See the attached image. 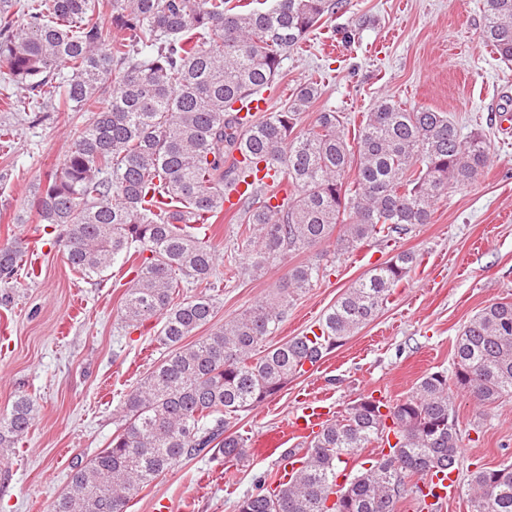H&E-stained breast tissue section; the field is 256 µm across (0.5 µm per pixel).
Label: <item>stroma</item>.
Here are the masks:
<instances>
[{"mask_svg": "<svg viewBox=\"0 0 512 512\" xmlns=\"http://www.w3.org/2000/svg\"><path fill=\"white\" fill-rule=\"evenodd\" d=\"M483 0H345L301 50L290 52L267 89L284 102L299 84L320 82L322 95L302 125L324 110L344 113L355 134L364 112L392 99L409 109L448 113L461 137L479 132L490 163L472 183L436 205L431 223L392 241H372L337 257L326 278L288 310L273 343L302 335L375 266L400 251L416 265L386 307L318 367L291 379L265 404L242 413L236 430L249 445L239 465L211 457L180 461L128 504L158 512L160 502L189 512H237L258 477L275 472L268 440L293 448L287 433L300 400L326 398L340 415L373 395L395 402L427 374L452 370L453 346L485 305L512 301V63L480 38ZM88 113L7 112L13 131L0 150V246L25 249L16 279L0 282V417L18 396L30 397L35 420L14 447L0 449V512H50L68 489L73 465L105 448L127 394L167 356L153 327L127 332L120 321L130 267L113 266L102 281L81 278L59 250L39 242L34 196ZM258 280H215L214 325L271 294L287 267ZM463 465L512 463V397L496 407L454 395Z\"/></svg>", "mask_w": 512, "mask_h": 512, "instance_id": "35a3bbf8", "label": "stroma"}]
</instances>
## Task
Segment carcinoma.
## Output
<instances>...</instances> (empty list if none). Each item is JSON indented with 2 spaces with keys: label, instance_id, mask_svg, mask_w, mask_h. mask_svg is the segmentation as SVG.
Wrapping results in <instances>:
<instances>
[{
  "label": "carcinoma",
  "instance_id": "obj_1",
  "mask_svg": "<svg viewBox=\"0 0 512 512\" xmlns=\"http://www.w3.org/2000/svg\"><path fill=\"white\" fill-rule=\"evenodd\" d=\"M343 0H0V59L9 65L10 111L89 112L34 201L37 223L64 228L53 244L68 266L102 278L138 253L121 320L137 329L156 319L172 347L124 401L112 440L85 464L52 512H126L144 487L177 461L209 455L242 460L248 446L233 422L317 366L372 321L416 257L399 252L348 289L301 336L267 344L288 308L327 276L320 248L354 252L431 223L448 189L488 165L482 134L460 139L445 112L408 110L385 99L365 112L355 142L344 117L320 112L299 128L322 94L298 85L277 110L256 117L253 99ZM483 42L512 62V0H483ZM21 14L25 22L16 23ZM249 195L226 206L230 189ZM233 213L237 251L224 277L259 279L285 256L291 266L275 296L260 300L198 340H184L215 315L212 296H180L218 277L209 228ZM24 253L0 248V279ZM453 374L424 376L391 404L361 398L327 419L274 488L243 497L237 512H396L407 492L421 503L460 468L453 390L491 406L512 396V302L481 308L457 336ZM35 419L22 395L0 422L9 448ZM377 443L380 456L353 475L338 470ZM471 512H512V463L468 471Z\"/></svg>",
  "mask_w": 512,
  "mask_h": 512
}]
</instances>
